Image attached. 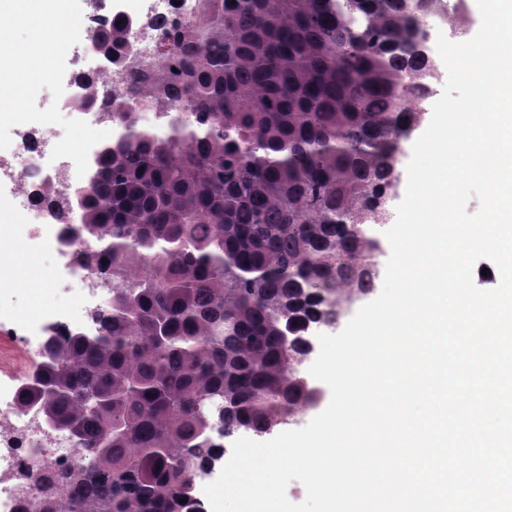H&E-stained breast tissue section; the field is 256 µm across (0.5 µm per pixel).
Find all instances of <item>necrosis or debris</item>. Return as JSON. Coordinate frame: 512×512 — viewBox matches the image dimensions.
I'll list each match as a JSON object with an SVG mask.
<instances>
[{
  "mask_svg": "<svg viewBox=\"0 0 512 512\" xmlns=\"http://www.w3.org/2000/svg\"><path fill=\"white\" fill-rule=\"evenodd\" d=\"M195 0H151L146 20L132 31L134 55L143 62L153 59L162 32L173 21L186 20ZM127 75L104 59L79 69L71 79L66 95L58 102L63 112L77 111V102L87 87L109 94L126 85ZM61 138L54 126L41 124L20 134L11 160L0 167V178L10 180L17 208L33 214L36 222L27 230L28 240L43 242L56 257L65 259L68 250L61 239L66 225L75 223L74 213L60 214L42 189L57 184L58 165L48 164L54 146ZM64 271L70 290L78 298L76 309L49 308L36 320H26L13 309L0 307V512H18L19 492L31 487L26 467L40 458L60 465L71 464L75 448L70 437L53 428L38 409L20 407L18 394L25 379L22 352H40L49 329L66 331L79 328L93 334L98 330L95 313L105 307L109 291L98 276L67 263Z\"/></svg>",
  "mask_w": 512,
  "mask_h": 512,
  "instance_id": "4bbe7bcc",
  "label": "necrosis or debris"
}]
</instances>
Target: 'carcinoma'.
I'll return each instance as SVG.
<instances>
[{"instance_id": "cac0c4a2", "label": "carcinoma", "mask_w": 512, "mask_h": 512, "mask_svg": "<svg viewBox=\"0 0 512 512\" xmlns=\"http://www.w3.org/2000/svg\"><path fill=\"white\" fill-rule=\"evenodd\" d=\"M437 0H196L131 70L138 22L91 37L131 71L114 132L57 201L111 286L97 334L52 333L19 391L78 459L33 473L24 512H207L215 438L261 435L318 404L309 329L378 277L365 212L437 80L421 39ZM107 262H102V259Z\"/></svg>"}]
</instances>
